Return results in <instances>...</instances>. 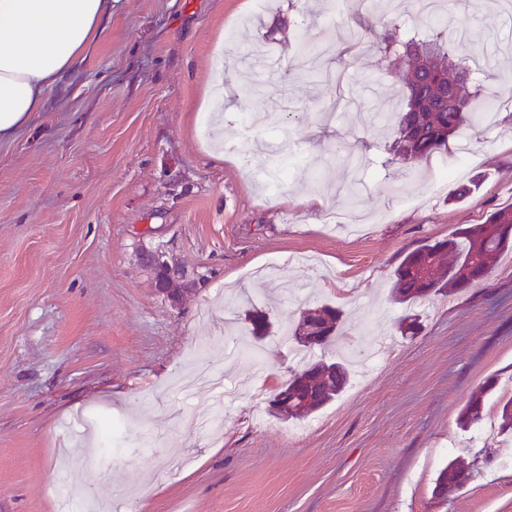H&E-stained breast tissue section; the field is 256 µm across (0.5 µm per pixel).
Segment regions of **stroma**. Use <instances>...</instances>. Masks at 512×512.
<instances>
[{
    "instance_id": "obj_1",
    "label": "stroma",
    "mask_w": 512,
    "mask_h": 512,
    "mask_svg": "<svg viewBox=\"0 0 512 512\" xmlns=\"http://www.w3.org/2000/svg\"><path fill=\"white\" fill-rule=\"evenodd\" d=\"M449 10L458 54L489 67L502 106L436 159L402 164L384 117L404 74L372 32L352 50L371 22L360 0H270L258 15L250 0H112L105 38L0 141V512H61L65 486L71 512H512V438L456 424L487 379L486 407L512 390V252L415 304L417 335L401 336L390 297L404 254L512 204V7ZM308 34L333 47L317 69L299 56ZM338 143L363 159L357 194ZM309 195L322 206L305 208ZM349 208L359 234L323 223ZM151 252L195 280L180 304L157 292ZM298 253L316 266L290 265ZM318 304L344 311L343 345L370 336L379 352L285 421L275 390L337 358L287 333ZM256 309L272 323L259 364L238 351ZM457 457L470 478L435 498Z\"/></svg>"
}]
</instances>
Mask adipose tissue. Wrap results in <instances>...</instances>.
<instances>
[{"instance_id":"adipose-tissue-1","label":"adipose tissue","mask_w":512,"mask_h":512,"mask_svg":"<svg viewBox=\"0 0 512 512\" xmlns=\"http://www.w3.org/2000/svg\"><path fill=\"white\" fill-rule=\"evenodd\" d=\"M110 0H0V139L39 111L43 92L96 42Z\"/></svg>"}]
</instances>
